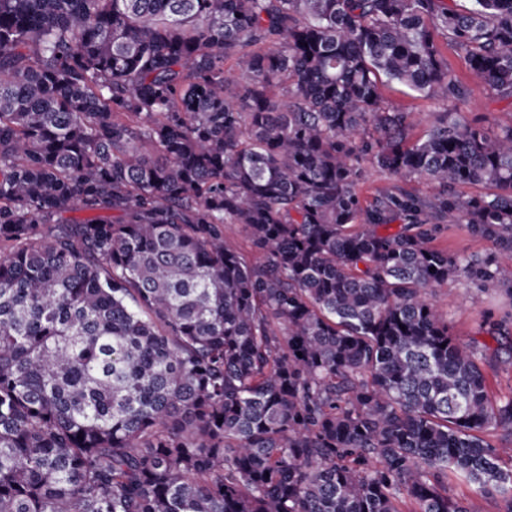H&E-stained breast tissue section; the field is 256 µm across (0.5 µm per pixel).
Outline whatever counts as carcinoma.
Wrapping results in <instances>:
<instances>
[{
	"label": "carcinoma",
	"mask_w": 512,
	"mask_h": 512,
	"mask_svg": "<svg viewBox=\"0 0 512 512\" xmlns=\"http://www.w3.org/2000/svg\"><path fill=\"white\" fill-rule=\"evenodd\" d=\"M473 2L0 0V512H481L450 473L512 512V390L428 299L512 297V119L443 55L512 98V0ZM370 167L434 192L365 207ZM444 56L448 66L470 87L471 93L468 99L458 106L468 120L480 117L489 113L495 116L504 115L512 110V99L490 98L486 95L480 82L472 76L463 54L450 47L444 46ZM385 96L392 103L404 107L410 113L415 125V134H422L428 127L433 112H442L446 106L442 103L426 100L418 93L399 84H391L385 89ZM224 239L230 247L242 252L249 260L253 262L259 260V255L252 251L238 224L226 225L224 228ZM462 224L448 227L445 224L434 244L441 248H447L449 253L456 254H484L492 248L491 243L470 236Z\"/></svg>",
	"instance_id": "1"
}]
</instances>
